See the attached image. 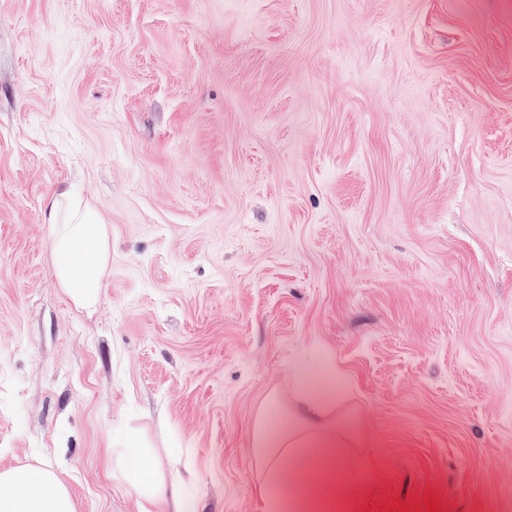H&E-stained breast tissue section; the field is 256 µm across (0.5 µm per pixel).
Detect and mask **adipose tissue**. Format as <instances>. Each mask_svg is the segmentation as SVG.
<instances>
[{"instance_id": "obj_1", "label": "adipose tissue", "mask_w": 512, "mask_h": 512, "mask_svg": "<svg viewBox=\"0 0 512 512\" xmlns=\"http://www.w3.org/2000/svg\"><path fill=\"white\" fill-rule=\"evenodd\" d=\"M53 224L52 249L56 272L70 297L82 308H94L101 292L102 225L97 215L72 202L67 222L49 213ZM255 448L266 469L263 485L267 512H318L336 492L343 477L336 460V437L324 433L296 435L270 433L259 428ZM292 448L290 465H282L285 448ZM123 467L139 499V512H154L161 501L172 512H191L193 504L182 494V482L166 479L155 461L136 451L123 457ZM0 512H76L74 499L52 468L14 466L0 471Z\"/></svg>"}]
</instances>
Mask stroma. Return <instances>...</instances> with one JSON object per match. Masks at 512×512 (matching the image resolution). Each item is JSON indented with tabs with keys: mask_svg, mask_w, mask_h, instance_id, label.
<instances>
[{
	"mask_svg": "<svg viewBox=\"0 0 512 512\" xmlns=\"http://www.w3.org/2000/svg\"><path fill=\"white\" fill-rule=\"evenodd\" d=\"M101 221L93 310L54 200ZM365 512H512V0H0V469L266 512L297 366ZM298 378L307 388L304 419L309 423H316L324 414L328 396L314 385L311 373L308 370H300ZM123 467L132 490L139 499V512H154L160 501L171 499L172 511L190 512L193 504L182 494V481L167 480L155 461L148 460L138 452L128 451L123 457Z\"/></svg>",
	"mask_w": 512,
	"mask_h": 512,
	"instance_id": "obj_1",
	"label": "stroma"
}]
</instances>
